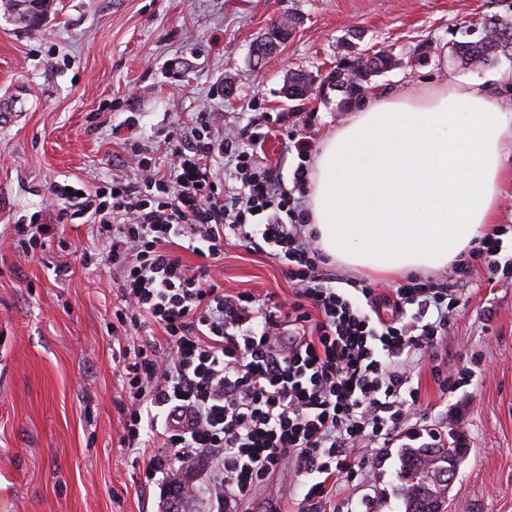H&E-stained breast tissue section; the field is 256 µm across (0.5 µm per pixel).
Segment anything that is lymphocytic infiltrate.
<instances>
[{"label":"lymphocytic infiltrate","instance_id":"f902f5d3","mask_svg":"<svg viewBox=\"0 0 512 512\" xmlns=\"http://www.w3.org/2000/svg\"><path fill=\"white\" fill-rule=\"evenodd\" d=\"M218 112L202 114L192 149L170 134L174 162L160 172L151 148L127 149L138 176L113 174L93 188L53 183L48 194L61 222L91 225L98 247L83 249L85 267H106L117 284L112 332L123 333L119 366L125 400L122 442L137 450L161 443L147 478L170 463H206L213 512H238L253 489L288 469L307 480L309 507L331 480L351 476L356 447L386 444L421 394L407 371L434 356L457 306L452 288L410 277L399 306L410 318L372 317L374 288L338 285L302 211L257 157L260 125L240 138L216 135ZM233 157L245 188L226 190L212 169ZM264 223H255V216ZM50 232L39 214L18 217L11 247L24 259L42 252ZM273 248L295 289L282 305L249 292L225 293L210 273L230 239ZM183 240L202 260L189 268L170 250ZM158 335H144L147 326Z\"/></svg>","mask_w":512,"mask_h":512}]
</instances>
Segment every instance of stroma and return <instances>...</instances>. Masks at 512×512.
<instances>
[{
	"label": "stroma",
	"instance_id": "1",
	"mask_svg": "<svg viewBox=\"0 0 512 512\" xmlns=\"http://www.w3.org/2000/svg\"><path fill=\"white\" fill-rule=\"evenodd\" d=\"M512 18V0H54L43 24L18 25L0 0V236L20 215L41 211L56 181L86 186L111 181L138 141L155 164L172 161L167 135L189 134L203 112L224 115L225 134L264 117L258 150L298 204L292 177L312 163L326 130L345 124L336 89L288 100L290 73L323 75L349 50L390 51L399 67L373 77L374 91L421 93L448 79L479 81L512 110V82L498 66L468 69L437 52L462 39L466 21ZM295 19L288 42L264 61L252 48L273 25ZM430 44L433 55L415 60ZM309 147L297 153L293 138ZM67 247L50 239L26 260L0 249V488L8 512H163L173 474L144 481L159 447L121 443L124 397L112 359L116 291L107 268H84L75 253L91 247L87 224L65 227ZM66 264L69 276H56ZM429 279L455 289L459 306L434 359L410 369L423 402L409 411L405 432L359 452L355 473L323 500L319 512H400V454L411 433H446L461 424L467 457L448 493L446 512H512V278L480 269L458 278L454 268ZM217 280L226 292H294L275 257L239 242L224 248ZM467 373L441 389V376ZM304 481L274 473L243 502L242 512H298Z\"/></svg>",
	"mask_w": 512,
	"mask_h": 512
}]
</instances>
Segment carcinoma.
I'll list each match as a JSON object with an SVG mask.
<instances>
[{
    "mask_svg": "<svg viewBox=\"0 0 512 512\" xmlns=\"http://www.w3.org/2000/svg\"><path fill=\"white\" fill-rule=\"evenodd\" d=\"M53 7V0H38L34 6L29 0H8L7 8L16 18L22 13L32 12V23L24 27L32 29L40 26L47 13ZM455 56L467 67L492 66L502 57H512V23L501 19L490 23L483 22L478 37L474 40L457 41L450 47ZM396 66V60L385 51H376L367 56L359 52H348L336 62V66L319 81V86H334L344 94L342 108L350 110L360 105L369 90L372 77L389 71ZM314 79L302 73H294L288 79V99L291 101L305 98V93L312 88ZM425 449L406 448L402 451L401 478L406 492L398 493L403 512H437L434 502L438 501L439 489L436 481L429 475L424 461ZM170 503L175 505L174 512H193L189 506L195 496L184 491L182 483L170 488Z\"/></svg>",
    "mask_w": 512,
    "mask_h": 512,
    "instance_id": "obj_1",
    "label": "carcinoma"
}]
</instances>
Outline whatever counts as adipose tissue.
Wrapping results in <instances>:
<instances>
[{
  "label": "adipose tissue",
  "instance_id": "adipose-tissue-1",
  "mask_svg": "<svg viewBox=\"0 0 512 512\" xmlns=\"http://www.w3.org/2000/svg\"><path fill=\"white\" fill-rule=\"evenodd\" d=\"M511 145L512 113L480 83L368 98L321 140L310 231L336 264L376 278L448 266L492 233Z\"/></svg>",
  "mask_w": 512,
  "mask_h": 512
}]
</instances>
